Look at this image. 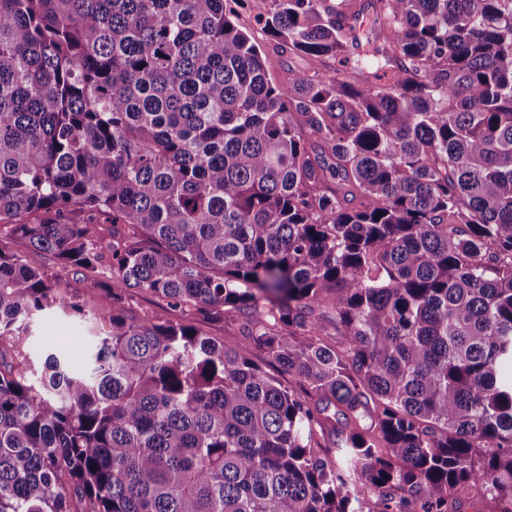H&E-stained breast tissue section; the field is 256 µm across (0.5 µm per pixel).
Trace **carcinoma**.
I'll return each mask as SVG.
<instances>
[{
	"mask_svg": "<svg viewBox=\"0 0 512 512\" xmlns=\"http://www.w3.org/2000/svg\"><path fill=\"white\" fill-rule=\"evenodd\" d=\"M232 1L0 0V512H512V0ZM271 4V0H248L244 9H238L237 23L242 29L251 30L255 24L257 15L265 13ZM357 1H358L357 9L359 8L360 5L362 8L364 6V10H362V13H364L366 11L371 12L370 14L368 12L364 13L363 17L360 20L361 26H360L359 32H360L361 40H362L363 44H365L366 38L369 37L370 38L369 47L373 50L379 49L380 57H381V53H383L385 51L387 44L384 41L383 35L379 34V32H378L379 24H375L373 27L372 9L370 7H367V3H368L367 0H357ZM258 39L263 45L267 67L271 76L278 81L288 80V76L309 73L314 68H324L312 62L308 57L288 53L273 42L266 41L260 34ZM62 287L64 290L81 296L90 310L104 309L107 307L105 300L95 290L87 287V283L80 275H76L73 271L69 272L63 278ZM77 324L55 313H46L34 320L29 328L27 346L36 368L41 357L49 352H62L72 365L78 367L83 359L84 345L75 336ZM201 328L210 334L211 337L218 341H229L234 343H241L243 337L239 330V323L228 322L223 324H205Z\"/></svg>",
	"mask_w": 512,
	"mask_h": 512,
	"instance_id": "obj_1",
	"label": "carcinoma"
}]
</instances>
